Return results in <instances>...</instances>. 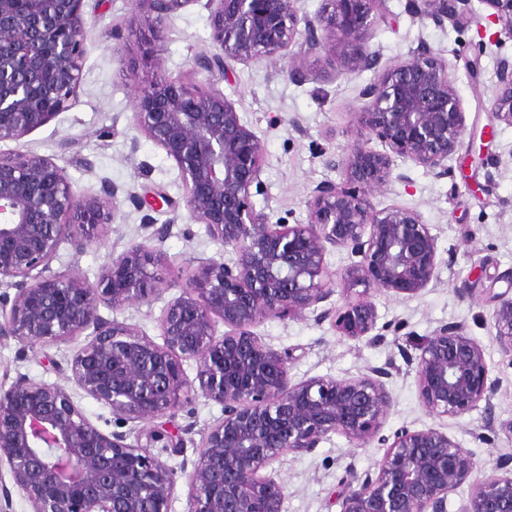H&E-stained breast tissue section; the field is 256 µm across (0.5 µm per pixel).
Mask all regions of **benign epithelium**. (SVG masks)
Wrapping results in <instances>:
<instances>
[{
    "label": "benign epithelium",
    "mask_w": 512,
    "mask_h": 512,
    "mask_svg": "<svg viewBox=\"0 0 512 512\" xmlns=\"http://www.w3.org/2000/svg\"><path fill=\"white\" fill-rule=\"evenodd\" d=\"M201 1L218 52L198 56L195 67L214 81L228 79L233 63L266 60L295 83L312 76L311 58L321 78L374 73L353 116L355 142L328 158L342 181L312 189L306 220L272 222L253 200L263 193V145L234 101L215 86L204 90L151 69V55H143L135 126L175 162L190 218L224 243V255L197 260L181 294L161 310L159 344L99 314L102 306L150 303L169 289L151 271L155 249L130 244L94 284L51 267L62 242L79 251L100 242V229L115 219L116 191L80 194L49 157L1 156L0 282L10 280L16 294L11 303L0 298V336L34 348L88 333L71 362L72 380L129 430L103 432L65 387L20 375L0 391V463L32 512H171L176 474L150 449L160 443L183 452L192 425L173 419L199 392L222 406L223 417L204 434L186 474L188 512H284L275 463L286 453L309 454L333 434L357 448H384L375 470L346 475L340 512H448L449 494L476 466L473 454L438 428L381 434L394 405L386 368L294 380L290 354L255 332L269 319L311 315L350 340L373 341L374 294L407 299L437 285L430 225L411 208L378 209L371 197L407 181L393 174L397 157L439 178L450 174L448 159L467 125L448 61L422 48L400 63L382 62L367 40L387 19L386 0H322L312 16L298 0H132L133 15L158 44L174 14ZM480 2L512 39V0ZM82 3L0 0V141L23 137L69 106L86 55ZM409 4L441 27L479 21L472 0ZM491 112L512 126V60H500ZM333 252L350 260L340 273L328 265ZM491 301L495 339L512 358V290ZM186 361L196 364L193 379ZM407 362L428 415L481 408L491 420L494 384L464 326H439ZM508 466L498 462L500 473L473 487L460 512H512Z\"/></svg>",
    "instance_id": "7a95c632"
}]
</instances>
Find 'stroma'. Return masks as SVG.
<instances>
[{"mask_svg": "<svg viewBox=\"0 0 512 512\" xmlns=\"http://www.w3.org/2000/svg\"><path fill=\"white\" fill-rule=\"evenodd\" d=\"M389 18L378 26L370 45L384 62L395 64L425 47L448 62L455 88L466 113L469 130L494 125L495 138L487 147L486 163H466L467 148L449 159L450 177L439 178L412 162L396 159L395 172L406 173L408 185L393 184L374 195L376 207L400 205L418 210L438 237L440 282L408 298L375 294L378 325L393 324L384 341L372 344L340 336L329 323L313 318L268 320L257 332L278 350L288 351L295 378L317 375L356 376L368 368L395 364L388 381L395 404L385 422V433L402 426L438 428L470 451L476 461L466 484L450 494L448 512H458L472 487L493 473L496 462L512 458V358L502 354L491 328V294L506 290L503 276L512 271V126L494 123L490 102L497 84L501 58L512 57V40L498 38L496 24L485 5H477L479 22L460 28L438 27L412 16L407 0H387ZM87 54L83 80L68 109L17 140L0 141V155L35 153L63 167L76 191L97 193L116 186L119 209L101 244L76 252L63 242L52 262L57 271H71L96 282L112 255L133 242L149 241L162 258V274L170 288L164 300L133 304L113 311L100 308L107 319L136 325L159 339L158 318L165 300L181 293L182 277L199 258L219 257L221 242L206 226L194 223L183 202L178 171L165 151L134 126L141 83L136 76L146 34L132 25L131 0H84ZM483 44L474 55L475 44ZM208 12L193 4L167 25L158 46L161 69L170 77L209 87L207 73L197 71L195 59L215 53ZM477 69H470V61ZM373 72L339 74L328 79L294 83L276 76L269 62L237 64L218 87L231 98L247 126L260 138L265 165L264 193L257 206L268 207L272 221L292 224L307 216L306 202L319 182L340 181V171L327 164L328 155L347 152L354 137L350 124L361 105V89ZM499 160L498 170L487 168ZM160 191L174 204L155 211L132 203V196ZM166 226L162 239L151 237L150 225ZM469 289L460 297V289ZM463 324L483 348L489 378L496 390L494 414L484 423L481 412L448 419L430 417L419 401L415 374L401 353L415 351L443 324ZM86 335L35 348L21 349L0 337V387L9 388L18 375L65 387L86 416L103 431L113 428L110 409L80 390L71 378L70 363L86 342ZM223 416L220 404L195 395L175 418L176 425L193 424L180 455L166 449L156 454L178 474L172 512H188V488L182 470L195 460L206 431ZM383 451L377 445L353 447L334 435L308 455H283L275 468L286 486L285 512H338L337 491L348 471L373 469Z\"/></svg>", "mask_w": 512, "mask_h": 512, "instance_id": "1", "label": "stroma"}]
</instances>
